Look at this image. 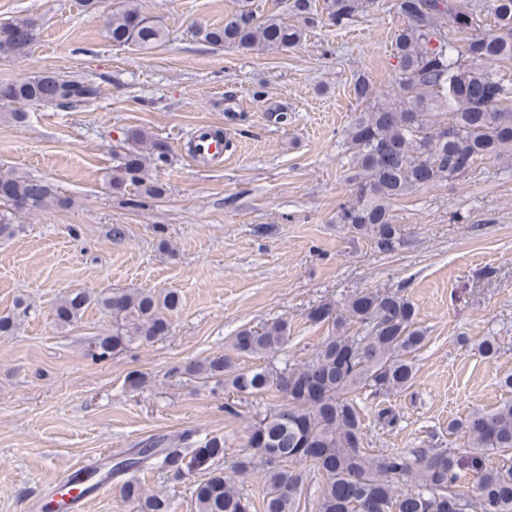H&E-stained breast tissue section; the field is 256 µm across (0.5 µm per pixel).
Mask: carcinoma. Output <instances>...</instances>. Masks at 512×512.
<instances>
[{
	"mask_svg": "<svg viewBox=\"0 0 512 512\" xmlns=\"http://www.w3.org/2000/svg\"><path fill=\"white\" fill-rule=\"evenodd\" d=\"M372 3L324 0L318 13L312 0H291L288 7L297 23L289 24L276 15L263 16L251 0H241L224 24L199 28L195 36L216 49L282 51L299 45L307 28L321 21L345 26ZM398 8L408 19L395 37L398 91L379 101L365 78L355 79L354 96L366 103V110L346 130L357 172L336 212V223L372 238L383 252L404 243L392 214L396 202L455 180L479 161L512 155V79L492 69L495 63H512V0H492L493 29L487 32L481 31L484 20L460 0H399ZM35 27L32 17L0 22V55H26ZM105 37L115 47L149 51L167 34L132 4L112 12ZM99 96L95 82L57 72L0 82V108L18 123L27 117L23 106L77 110ZM125 141L127 147L115 155L110 187L121 195L132 186L142 196H161L164 189L151 172L167 162V144L142 129L127 131ZM0 204L38 211L66 207L70 199L41 178L1 167ZM92 304L112 316V333L93 338L87 349L92 360L103 361L133 344L168 335L180 296L146 289L104 294L74 290L55 304V321L68 326ZM309 318L332 322L334 334L305 361L245 367L220 355L182 370L191 379L223 388L230 399L279 394L280 404L254 423L247 451L233 463L239 476L257 467L264 472V512H297L304 474L287 468L290 463L321 474L316 512H512V400L448 423V435L462 437L463 446L470 448L465 454L451 447L406 454L365 446L360 407L351 394L369 389L386 395L415 377L410 354L421 348L425 336L416 326L409 298L398 290H361L349 295L340 311L325 303ZM352 327L356 332L350 336ZM288 338V321L279 319L239 331L231 346L239 355H268L280 351ZM226 448L223 437H201L194 431L171 440L148 438L131 457L112 465V474L144 467L176 479L206 473L194 489L197 512H251L236 480L217 467ZM488 452L501 457L498 467L483 466ZM467 476L471 486L465 491L462 480ZM401 483L407 490H398ZM122 493L137 512H169L165 500L142 492L132 477L123 482Z\"/></svg>",
	"mask_w": 512,
	"mask_h": 512,
	"instance_id": "obj_1",
	"label": "carcinoma"
}]
</instances>
